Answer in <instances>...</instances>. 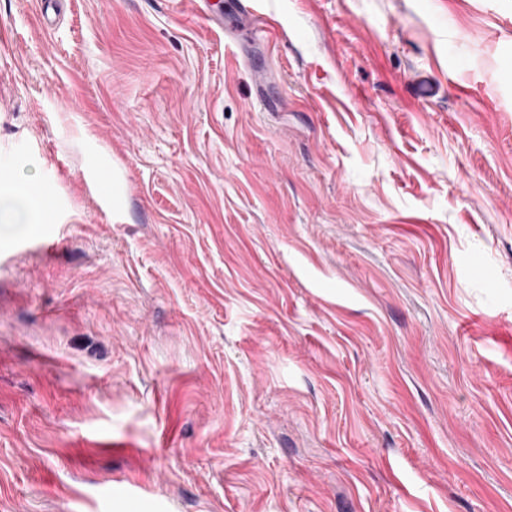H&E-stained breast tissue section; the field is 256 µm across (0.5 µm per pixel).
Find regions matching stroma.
I'll use <instances>...</instances> for the list:
<instances>
[{
    "instance_id": "35a3bbf8",
    "label": "stroma",
    "mask_w": 512,
    "mask_h": 512,
    "mask_svg": "<svg viewBox=\"0 0 512 512\" xmlns=\"http://www.w3.org/2000/svg\"><path fill=\"white\" fill-rule=\"evenodd\" d=\"M62 6L0 0V512H512V0ZM23 192L0 194V232L2 225L25 224L30 232L38 222L36 201L42 194L38 191L37 182L27 185Z\"/></svg>"
}]
</instances>
